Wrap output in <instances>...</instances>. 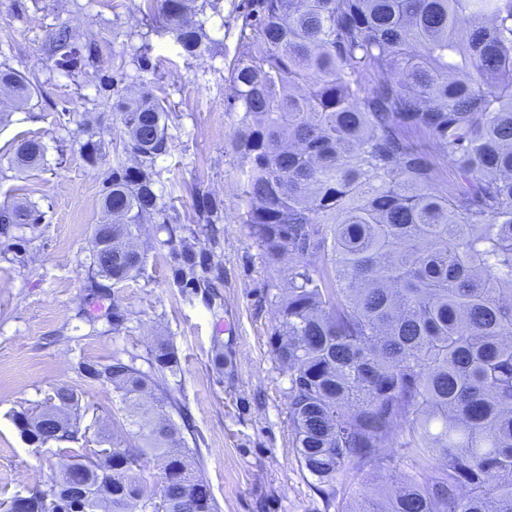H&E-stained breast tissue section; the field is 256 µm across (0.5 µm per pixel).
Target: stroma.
<instances>
[{
    "label": "stroma",
    "instance_id": "stroma-1",
    "mask_svg": "<svg viewBox=\"0 0 512 512\" xmlns=\"http://www.w3.org/2000/svg\"><path fill=\"white\" fill-rule=\"evenodd\" d=\"M243 0H205L207 52L192 58L156 32L144 0H0V66L20 70L37 90L24 108L0 95V205L36 203L35 228L0 234V500L48 490L65 461L58 445L34 449L13 423L42 404L55 386H73L84 408L90 447L136 441V429L111 387L80 378L83 362L136 356L146 367L157 341L178 361L167 388L191 413V462L210 486L219 512H347L375 497L378 485L411 475L405 463L355 474L327 498L299 462L293 445L289 373L274 353L287 263L271 264L241 223L242 180L231 140L240 113L228 106L230 69L241 52ZM92 49L87 65L68 73L49 50L56 29ZM149 45L152 69L136 50ZM149 86L168 102V152L155 163L174 237L154 220L140 227L146 262L124 284L88 287L93 231L104 181L116 153L118 94ZM37 138L44 162L18 170L13 144ZM101 145L89 167L87 138ZM224 202L217 224L199 222L198 195ZM209 254L213 269L185 286L176 282L183 244ZM121 315L113 326V315ZM234 331H225V324Z\"/></svg>",
    "mask_w": 512,
    "mask_h": 512
}]
</instances>
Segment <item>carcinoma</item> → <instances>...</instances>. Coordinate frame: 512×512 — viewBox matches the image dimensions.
I'll use <instances>...</instances> for the list:
<instances>
[{
  "label": "carcinoma",
  "instance_id": "cac0c4a2",
  "mask_svg": "<svg viewBox=\"0 0 512 512\" xmlns=\"http://www.w3.org/2000/svg\"><path fill=\"white\" fill-rule=\"evenodd\" d=\"M196 0H147L158 29L188 56L207 50ZM230 110L243 112L231 147L240 160L242 223L265 258L288 254V292L274 352L288 369L294 445L327 497L353 471L384 469L403 452L415 471L371 512H512V0H247ZM58 64L84 57L70 30L52 36ZM17 105L34 87L12 67L0 89ZM132 155L105 179L94 229L91 287L117 285L145 263L139 224L174 228L156 192L167 109L144 86L113 103ZM45 154L17 144V165ZM448 162L457 185L438 160ZM215 224L223 201L198 196ZM32 203L0 207V224L34 225ZM112 230V264L99 235ZM329 250L330 262L310 257ZM175 274L207 271L185 246ZM150 371L120 357L80 372L112 385L141 442L66 448L68 481L28 495L26 512H218L195 475L182 412L162 386L174 349L150 350ZM78 397L60 385L13 423L31 445L87 438ZM163 490H147L149 460Z\"/></svg>",
  "mask_w": 512,
  "mask_h": 512
}]
</instances>
